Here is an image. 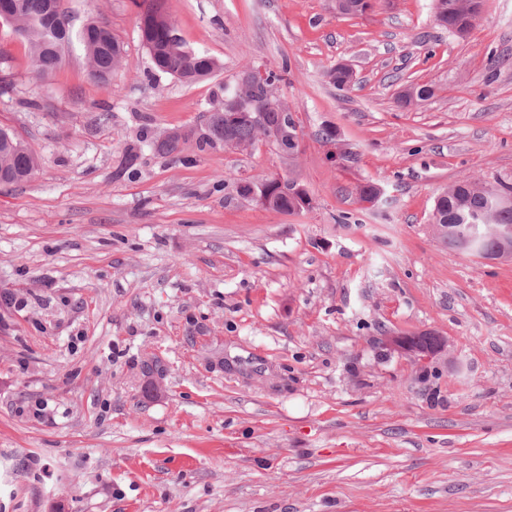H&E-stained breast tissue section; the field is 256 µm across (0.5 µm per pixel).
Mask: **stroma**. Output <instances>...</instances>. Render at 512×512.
I'll return each mask as SVG.
<instances>
[{
  "label": "stroma",
  "instance_id": "stroma-1",
  "mask_svg": "<svg viewBox=\"0 0 512 512\" xmlns=\"http://www.w3.org/2000/svg\"><path fill=\"white\" fill-rule=\"evenodd\" d=\"M161 4L221 70L155 74L136 0H64L124 46L105 83L76 42L36 82L0 24V128L39 158L0 185V512H512V262L431 229L448 184L512 180V0L462 37L432 0ZM246 69L283 74L293 161L264 138L156 151ZM412 84L431 94L401 106ZM276 175L311 208L235 192ZM425 332L446 356L396 345Z\"/></svg>",
  "mask_w": 512,
  "mask_h": 512
}]
</instances>
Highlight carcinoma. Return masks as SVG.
<instances>
[{"label":"carcinoma","instance_id":"1","mask_svg":"<svg viewBox=\"0 0 512 512\" xmlns=\"http://www.w3.org/2000/svg\"><path fill=\"white\" fill-rule=\"evenodd\" d=\"M147 3L142 16L149 23L140 27L141 38L154 68L161 74L175 77L192 84L210 77L220 68L219 62L200 52L187 49L180 41L169 39L172 20L162 10L160 0H143ZM434 7L442 10L443 28L450 32L473 26L469 16V0H434ZM13 30L28 44L35 78L48 79L62 65L65 48L72 35L70 19L63 0H14V11L6 20ZM77 39L83 45L91 78L106 82L124 58L121 42L112 34L107 24L91 20L78 32ZM280 109L265 108V125L260 127L249 120L224 125V108L210 113L205 131L197 137L198 150L222 147L244 150L258 136L269 138L275 147L283 149L277 139L280 131ZM38 167L36 153L14 134L0 129V184H15L30 177ZM512 196V183L498 181L494 184L479 179H462L448 185L436 198L432 223L440 225L437 238L448 250L461 255L478 257L480 253L462 250L455 229L480 223L487 218L489 224L512 226V201L500 203L494 190ZM312 198L304 193L299 198L277 196L270 204L276 212H293L311 208ZM439 345L437 336L421 333L403 338L402 348L408 352L431 351Z\"/></svg>","mask_w":512,"mask_h":512}]
</instances>
